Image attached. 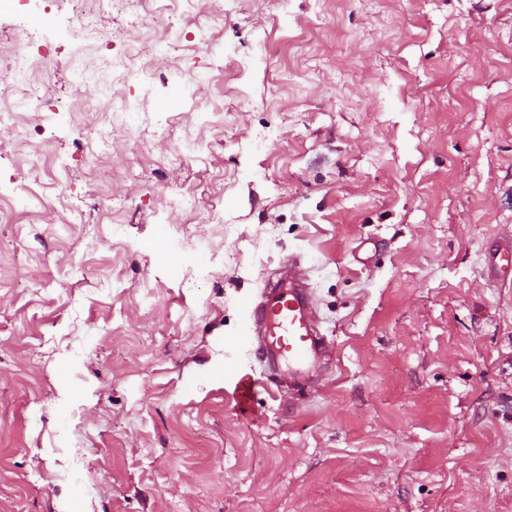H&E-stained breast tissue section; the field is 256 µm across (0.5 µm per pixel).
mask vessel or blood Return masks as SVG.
<instances>
[{"label":"vessel or blood","mask_w":512,"mask_h":512,"mask_svg":"<svg viewBox=\"0 0 512 512\" xmlns=\"http://www.w3.org/2000/svg\"><path fill=\"white\" fill-rule=\"evenodd\" d=\"M486 258L498 279L512 275V243L499 241L486 248ZM247 341L263 369L262 378H238L232 400L243 419H251L252 405L263 378L287 370L292 386L314 387L332 372L333 355L321 332L311 285L298 258L285 263L276 282L266 284L249 309Z\"/></svg>","instance_id":"1"}]
</instances>
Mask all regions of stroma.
Instances as JSON below:
<instances>
[{
	"label": "stroma",
	"mask_w": 512,
	"mask_h": 512,
	"mask_svg": "<svg viewBox=\"0 0 512 512\" xmlns=\"http://www.w3.org/2000/svg\"><path fill=\"white\" fill-rule=\"evenodd\" d=\"M19 22L66 109L31 137L55 208L0 223V512H512V284L481 261L512 237V0H226L217 56L157 20L153 80L100 87L132 179L72 132L96 43L53 0ZM176 224L210 254L168 264ZM292 256L338 369L246 421L229 340Z\"/></svg>",
	"instance_id": "stroma-1"
}]
</instances>
